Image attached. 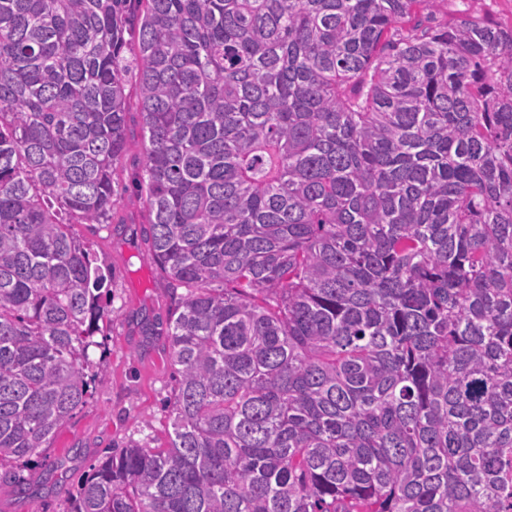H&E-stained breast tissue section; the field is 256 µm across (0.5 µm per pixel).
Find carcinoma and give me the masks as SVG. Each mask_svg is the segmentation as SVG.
Wrapping results in <instances>:
<instances>
[{
  "instance_id": "obj_1",
  "label": "carcinoma",
  "mask_w": 512,
  "mask_h": 512,
  "mask_svg": "<svg viewBox=\"0 0 512 512\" xmlns=\"http://www.w3.org/2000/svg\"><path fill=\"white\" fill-rule=\"evenodd\" d=\"M133 108L169 431L68 512H512V25L448 0H0V481L104 379Z\"/></svg>"
}]
</instances>
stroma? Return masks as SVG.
Instances as JSON below:
<instances>
[{
	"mask_svg": "<svg viewBox=\"0 0 512 512\" xmlns=\"http://www.w3.org/2000/svg\"><path fill=\"white\" fill-rule=\"evenodd\" d=\"M131 138L121 162L116 188V219L124 230L116 235L103 229L94 238L100 263L112 271L113 313L101 324L99 345L92 359H104L106 373L87 405L56 434L50 448L57 469L32 462L21 473V484L0 482V512H66L74 489L103 452L137 442L157 447L167 437L163 402L173 386L166 355L164 330L170 299L157 267L142 240L144 211L134 183L143 166L142 120L127 115ZM150 316L154 334L143 332L142 316Z\"/></svg>",
	"mask_w": 512,
	"mask_h": 512,
	"instance_id": "1",
	"label": "stroma"
}]
</instances>
